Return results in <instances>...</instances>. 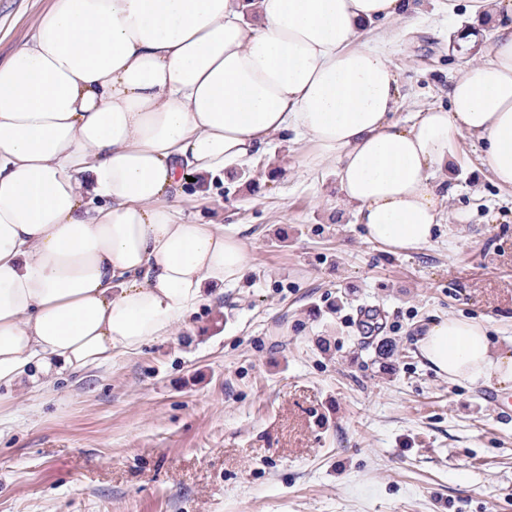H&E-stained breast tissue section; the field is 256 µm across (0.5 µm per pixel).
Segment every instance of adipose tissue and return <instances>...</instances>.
I'll return each instance as SVG.
<instances>
[{
  "label": "adipose tissue",
  "instance_id": "1",
  "mask_svg": "<svg viewBox=\"0 0 512 512\" xmlns=\"http://www.w3.org/2000/svg\"><path fill=\"white\" fill-rule=\"evenodd\" d=\"M495 28L447 107L408 121L391 31L418 0H52L0 61V385L51 394L170 336L239 284L245 243L183 214L293 132L306 170L336 166L343 204L392 252L446 220L464 137L512 189V0H479ZM451 381L512 385V353L451 316L419 342Z\"/></svg>",
  "mask_w": 512,
  "mask_h": 512
}]
</instances>
